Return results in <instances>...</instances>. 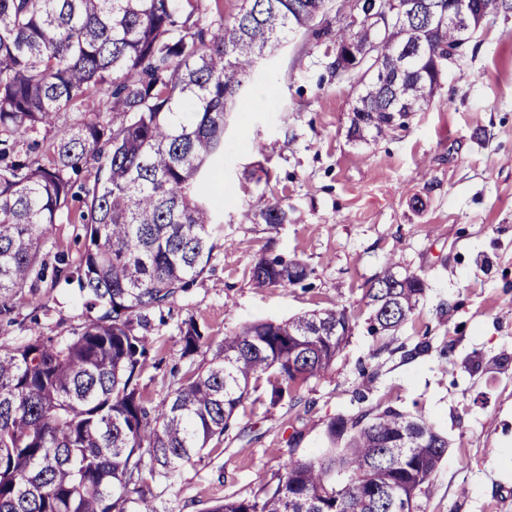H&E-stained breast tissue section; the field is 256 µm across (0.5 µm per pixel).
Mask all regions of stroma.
<instances>
[{
  "label": "stroma",
  "mask_w": 512,
  "mask_h": 512,
  "mask_svg": "<svg viewBox=\"0 0 512 512\" xmlns=\"http://www.w3.org/2000/svg\"><path fill=\"white\" fill-rule=\"evenodd\" d=\"M322 30L267 56L229 112L217 166L224 232L204 274L152 314L158 364L140 384L160 401L189 369L179 344L189 319L215 345L249 322L339 305L354 329L302 404L259 396L238 418L247 437L229 430L151 490L160 512H207L216 499L274 482L289 452H322L330 418L381 405L416 413L448 437L420 512H512V15L485 19L445 74L442 105L367 144L347 136L355 93L332 75L335 47ZM275 199L288 204V223L241 221L243 210ZM266 250L307 263V287L253 288L249 271ZM392 258L401 271L425 274L427 289L409 323L373 337L364 294ZM39 288L47 307L20 304V317H37L47 336L83 322L76 286ZM422 342L429 351L415 353Z\"/></svg>",
  "instance_id": "stroma-1"
}]
</instances>
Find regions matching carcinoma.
Returning <instances> with one entry per match:
<instances>
[{
    "instance_id": "cac0c4a2",
    "label": "carcinoma",
    "mask_w": 512,
    "mask_h": 512,
    "mask_svg": "<svg viewBox=\"0 0 512 512\" xmlns=\"http://www.w3.org/2000/svg\"><path fill=\"white\" fill-rule=\"evenodd\" d=\"M204 0H0V321L16 324L40 293L42 249L65 219L83 224L80 260L55 256L54 282L77 284L84 321L45 336L37 319L0 339V512H159L149 484L172 482L229 430L265 382L270 404L302 401L330 374L353 330L344 307L258 320L212 347L201 326L179 327L181 357L203 356L154 403L140 385L155 350L150 314L203 275L223 232L208 169L224 157L227 106L266 55L317 19L328 0H241L233 21L200 23ZM389 27L353 26L360 0H339L325 34L377 42L351 73L357 99L349 137L368 142L407 127L435 103L454 34L429 23L448 0H407ZM104 91L105 110L84 112ZM403 113L401 124L389 113ZM78 118L54 134L61 115ZM50 140L39 150L37 135ZM84 209L72 212L75 176ZM258 217L288 223L276 200ZM391 261L365 291L371 332L407 323L426 282ZM313 270L263 255L254 287L292 288ZM317 457L289 452L275 484L207 512H419L448 437L387 406L327 421Z\"/></svg>"
}]
</instances>
